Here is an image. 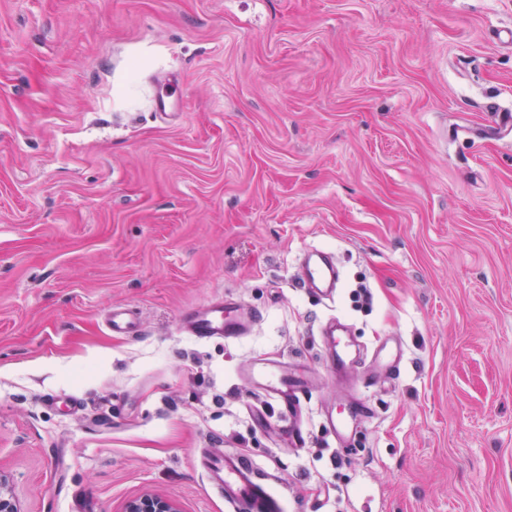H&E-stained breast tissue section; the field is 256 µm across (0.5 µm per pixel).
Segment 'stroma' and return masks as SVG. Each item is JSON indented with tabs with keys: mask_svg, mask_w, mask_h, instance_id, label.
<instances>
[{
	"mask_svg": "<svg viewBox=\"0 0 512 512\" xmlns=\"http://www.w3.org/2000/svg\"><path fill=\"white\" fill-rule=\"evenodd\" d=\"M493 110L512 0H0V472L23 512H232L215 450L286 512H512ZM311 247L336 255L334 299L295 281ZM228 296L244 336L187 335ZM331 318L400 377L337 379ZM261 359L310 377L301 443ZM353 395L372 416L343 448L325 414ZM124 512H181L178 503L167 496L144 494L130 500Z\"/></svg>",
	"mask_w": 512,
	"mask_h": 512,
	"instance_id": "obj_1",
	"label": "stroma"
}]
</instances>
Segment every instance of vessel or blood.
Instances as JSON below:
<instances>
[{"instance_id":"1","label":"vessel or blood","mask_w":512,"mask_h":512,"mask_svg":"<svg viewBox=\"0 0 512 512\" xmlns=\"http://www.w3.org/2000/svg\"><path fill=\"white\" fill-rule=\"evenodd\" d=\"M297 283L321 296L333 297L338 272L332 253L318 248L311 250L301 265ZM250 319V314L237 307L235 301L223 300L189 317L186 329L199 340L227 338L240 335ZM324 333L332 339L328 356L331 368L340 372L358 361L359 353L347 326L331 321L326 323ZM253 376L263 390L275 395L285 415L297 417L306 392L302 372L280 364H267L254 371ZM370 416V408L360 400L328 417L327 424L341 436L351 422ZM203 468L208 481L223 492L225 501L235 512H281L280 499L267 478L241 454L213 452L204 458Z\"/></svg>"}]
</instances>
